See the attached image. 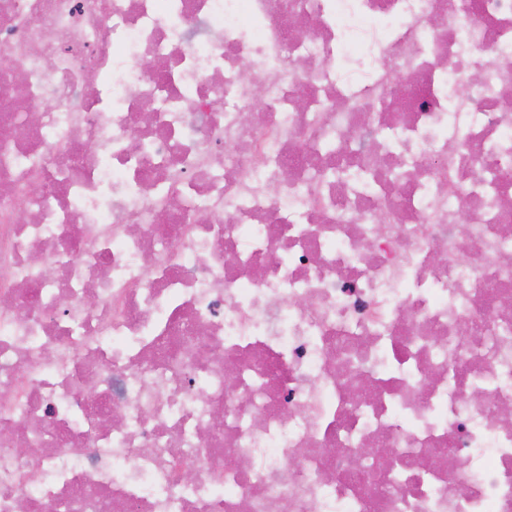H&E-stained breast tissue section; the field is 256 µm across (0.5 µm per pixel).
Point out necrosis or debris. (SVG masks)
Returning <instances> with one entry per match:
<instances>
[{
  "label": "necrosis or debris",
  "instance_id": "necrosis-or-debris-1",
  "mask_svg": "<svg viewBox=\"0 0 512 512\" xmlns=\"http://www.w3.org/2000/svg\"><path fill=\"white\" fill-rule=\"evenodd\" d=\"M504 405L512 0H0V512H512Z\"/></svg>",
  "mask_w": 512,
  "mask_h": 512
}]
</instances>
